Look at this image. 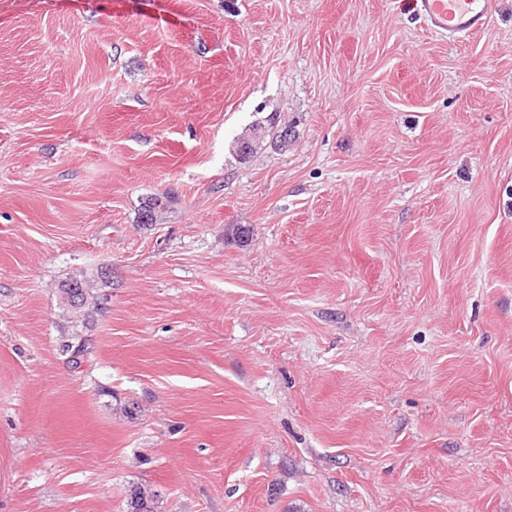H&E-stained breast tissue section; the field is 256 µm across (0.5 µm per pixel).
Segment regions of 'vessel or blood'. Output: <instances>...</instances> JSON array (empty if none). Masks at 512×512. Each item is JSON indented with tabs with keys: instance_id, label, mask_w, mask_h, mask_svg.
Segmentation results:
<instances>
[{
	"instance_id": "1",
	"label": "vessel or blood",
	"mask_w": 512,
	"mask_h": 512,
	"mask_svg": "<svg viewBox=\"0 0 512 512\" xmlns=\"http://www.w3.org/2000/svg\"><path fill=\"white\" fill-rule=\"evenodd\" d=\"M496 8L497 0H421V13L427 25L453 38L483 30Z\"/></svg>"
}]
</instances>
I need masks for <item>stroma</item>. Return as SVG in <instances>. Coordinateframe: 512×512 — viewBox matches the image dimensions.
Segmentation results:
<instances>
[{"instance_id": "stroma-1", "label": "stroma", "mask_w": 512, "mask_h": 512, "mask_svg": "<svg viewBox=\"0 0 512 512\" xmlns=\"http://www.w3.org/2000/svg\"><path fill=\"white\" fill-rule=\"evenodd\" d=\"M135 484L512 512V0H0V512ZM496 8V0H421V13L427 25L453 38L483 30ZM71 285L77 286L76 289L78 297L76 299V302H73V300L67 297ZM61 293L62 297L65 296L67 298L69 307L77 312L86 310V308L88 310L90 306L92 308L96 306L94 298L90 296V294L87 292V288L84 282H82L81 280L71 279L70 281L66 282V284L62 285Z\"/></svg>"}]
</instances>
